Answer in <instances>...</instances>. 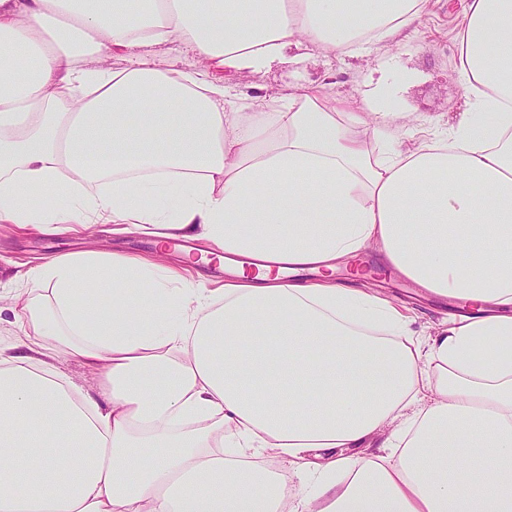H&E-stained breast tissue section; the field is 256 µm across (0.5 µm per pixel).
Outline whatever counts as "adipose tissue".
<instances>
[{
  "instance_id": "adipose-tissue-1",
  "label": "adipose tissue",
  "mask_w": 512,
  "mask_h": 512,
  "mask_svg": "<svg viewBox=\"0 0 512 512\" xmlns=\"http://www.w3.org/2000/svg\"><path fill=\"white\" fill-rule=\"evenodd\" d=\"M429 2L0 0V223L156 248L22 273L45 294L9 298L0 512H512V0H464L468 107L413 150L384 146L413 79L396 63L356 100L287 85L245 105L210 76L399 44ZM166 43L201 69L137 54ZM171 239L259 266L189 281L159 262ZM369 249L471 313L424 336L336 284ZM53 363L64 373H66L78 386L86 391L96 388L97 376L88 369L83 362L76 358H66Z\"/></svg>"
}]
</instances>
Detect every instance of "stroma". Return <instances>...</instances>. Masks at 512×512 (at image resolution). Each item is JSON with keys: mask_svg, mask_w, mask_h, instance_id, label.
I'll return each mask as SVG.
<instances>
[{"mask_svg": "<svg viewBox=\"0 0 512 512\" xmlns=\"http://www.w3.org/2000/svg\"><path fill=\"white\" fill-rule=\"evenodd\" d=\"M463 0H431L415 23L416 32L406 42L392 47H373L362 56H338L290 49L284 63L255 73L240 71L226 75L224 81L235 88L242 100L257 94H272L279 87L292 85H329L334 92L348 97L360 96L364 79L392 57L415 74L402 93L406 120L397 122L399 144L420 145L432 130H446L458 112L467 107V95L459 73L454 43L455 28L462 16ZM421 117L433 119V126L418 125ZM87 249L117 251L148 256L155 249L154 239L144 234H113L111 225L99 224L83 234H19L0 225V291L19 287L17 271L47 262L51 258ZM370 273L374 287L407 303L417 318V328L433 331L451 312H465L463 302L432 297L419 285L384 267L377 251L368 250L340 264L337 283L355 286L356 275Z\"/></svg>", "mask_w": 512, "mask_h": 512, "instance_id": "1", "label": "stroma"}]
</instances>
